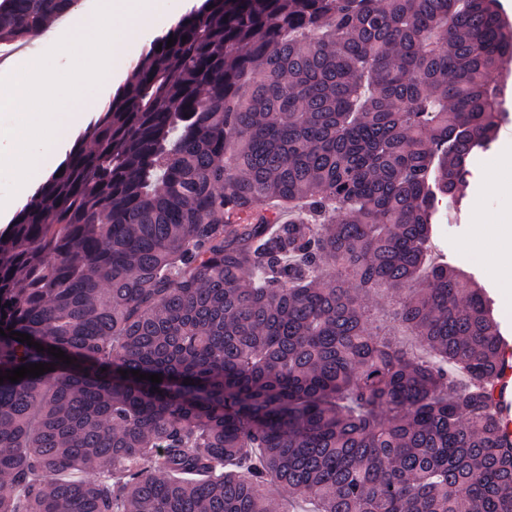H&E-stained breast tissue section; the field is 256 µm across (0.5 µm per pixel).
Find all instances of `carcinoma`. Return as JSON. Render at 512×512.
<instances>
[{"label":"carcinoma","instance_id":"1","mask_svg":"<svg viewBox=\"0 0 512 512\" xmlns=\"http://www.w3.org/2000/svg\"><path fill=\"white\" fill-rule=\"evenodd\" d=\"M75 2L0 0V46ZM510 62L498 0H202L155 38L0 234V372L54 367L0 384V512H512L499 326L429 257Z\"/></svg>","mask_w":512,"mask_h":512}]
</instances>
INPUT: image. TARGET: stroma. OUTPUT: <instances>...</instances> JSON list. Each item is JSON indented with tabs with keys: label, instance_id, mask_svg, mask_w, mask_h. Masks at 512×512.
Returning a JSON list of instances; mask_svg holds the SVG:
<instances>
[{
	"label": "stroma",
	"instance_id": "1",
	"mask_svg": "<svg viewBox=\"0 0 512 512\" xmlns=\"http://www.w3.org/2000/svg\"><path fill=\"white\" fill-rule=\"evenodd\" d=\"M489 79L506 86V120L492 143L497 151V178L490 181L472 174L459 202L442 211L441 221L434 227L431 252L435 261L456 266L486 290L506 347L512 350V304L507 301L501 279L486 268L485 255L492 244L477 233L478 223L512 220V67L492 71Z\"/></svg>",
	"mask_w": 512,
	"mask_h": 512
}]
</instances>
